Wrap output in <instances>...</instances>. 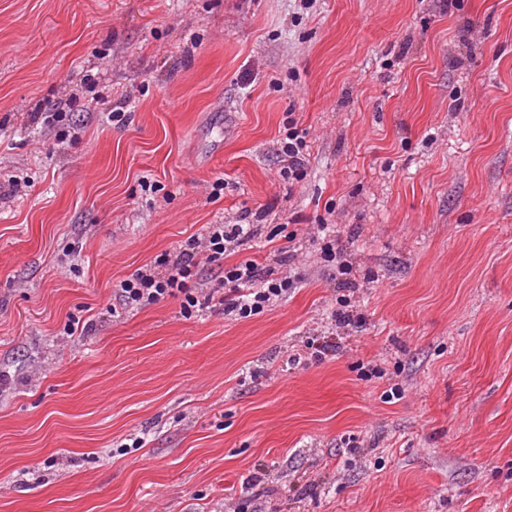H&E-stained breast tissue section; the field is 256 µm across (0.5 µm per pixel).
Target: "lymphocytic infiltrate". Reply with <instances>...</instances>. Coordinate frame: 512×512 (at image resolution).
I'll use <instances>...</instances> for the list:
<instances>
[{
  "label": "lymphocytic infiltrate",
  "instance_id": "lymphocytic-infiltrate-1",
  "mask_svg": "<svg viewBox=\"0 0 512 512\" xmlns=\"http://www.w3.org/2000/svg\"><path fill=\"white\" fill-rule=\"evenodd\" d=\"M251 235L246 224H216L207 236L187 239L173 256L164 259V274H156L148 266L119 282L116 290L124 308H143L165 297L178 296L182 299L181 309L187 314L198 307L218 305L225 314L242 318L263 311L286 295L293 282L287 274H272L250 260L226 267L204 295H194L190 288L201 263L223 260Z\"/></svg>",
  "mask_w": 512,
  "mask_h": 512
}]
</instances>
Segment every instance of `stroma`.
I'll return each instance as SVG.
<instances>
[{"mask_svg":"<svg viewBox=\"0 0 512 512\" xmlns=\"http://www.w3.org/2000/svg\"><path fill=\"white\" fill-rule=\"evenodd\" d=\"M0 187V512H512V0H0ZM214 224L296 288L112 314ZM296 124H293L292 130L288 132V137L286 140L281 142L280 152L284 155V157L288 158L284 161H288V177L295 176V179L300 178L304 174V169L306 166V141L305 136H302L303 133L298 129V127H294Z\"/></svg>","mask_w":512,"mask_h":512,"instance_id":"35a3bbf8","label":"stroma"}]
</instances>
